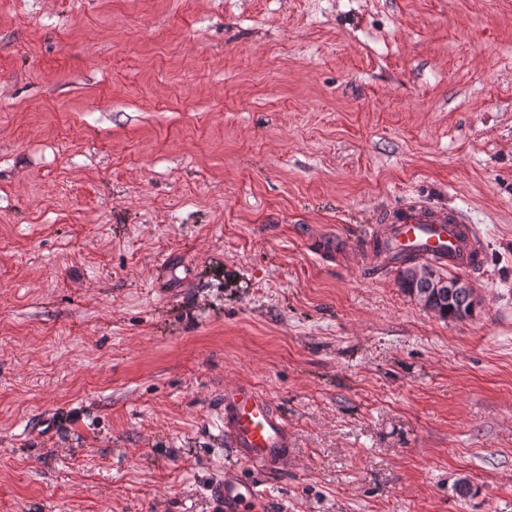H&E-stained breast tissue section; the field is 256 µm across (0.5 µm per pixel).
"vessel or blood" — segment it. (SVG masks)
Returning a JSON list of instances; mask_svg holds the SVG:
<instances>
[{"mask_svg": "<svg viewBox=\"0 0 512 512\" xmlns=\"http://www.w3.org/2000/svg\"><path fill=\"white\" fill-rule=\"evenodd\" d=\"M366 235L389 241L390 248L375 256L378 266L398 268L407 258L429 259L454 270L480 273L485 269L482 236L459 211L443 212L424 201L386 211ZM222 417L224 438L242 463L262 470L287 466L293 434L272 400L248 381L225 384ZM211 499L221 512H244L259 494L255 484L232 472L211 483Z\"/></svg>", "mask_w": 512, "mask_h": 512, "instance_id": "obj_1", "label": "vessel or blood"}]
</instances>
